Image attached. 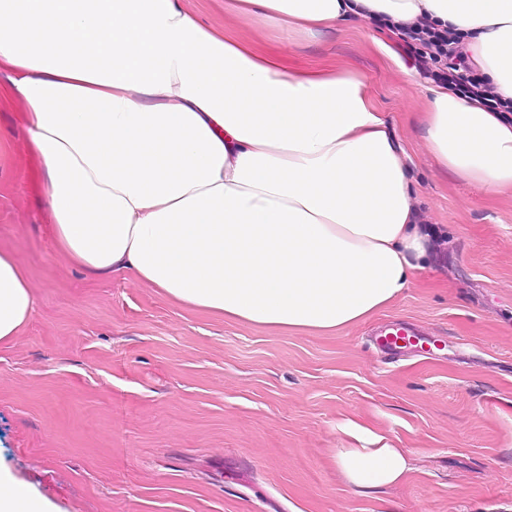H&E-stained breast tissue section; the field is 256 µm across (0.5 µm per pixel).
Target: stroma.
<instances>
[{"mask_svg": "<svg viewBox=\"0 0 512 512\" xmlns=\"http://www.w3.org/2000/svg\"><path fill=\"white\" fill-rule=\"evenodd\" d=\"M287 74L352 72L413 157L415 206L442 253L367 320L282 331L181 305L128 274L94 277L53 243L32 184L27 112L0 105V251L35 311L0 343V469L53 512H512V189L443 170L424 98L377 21L314 35L231 0H185ZM431 333L385 358L380 330ZM357 422L409 450L401 483L354 494L331 461Z\"/></svg>", "mask_w": 512, "mask_h": 512, "instance_id": "stroma-1", "label": "stroma"}]
</instances>
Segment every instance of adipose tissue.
<instances>
[{"mask_svg":"<svg viewBox=\"0 0 512 512\" xmlns=\"http://www.w3.org/2000/svg\"><path fill=\"white\" fill-rule=\"evenodd\" d=\"M314 33L426 15L512 98V0H243ZM422 136L484 191L512 188V122L423 86ZM0 99L28 112L55 245L89 275L134 274L174 300L281 330L366 319L410 288L430 249L413 162L357 74H284L181 0H0ZM0 251V342L34 311ZM333 462L357 494L413 469L354 426Z\"/></svg>","mask_w":512,"mask_h":512,"instance_id":"obj_1","label":"adipose tissue"}]
</instances>
